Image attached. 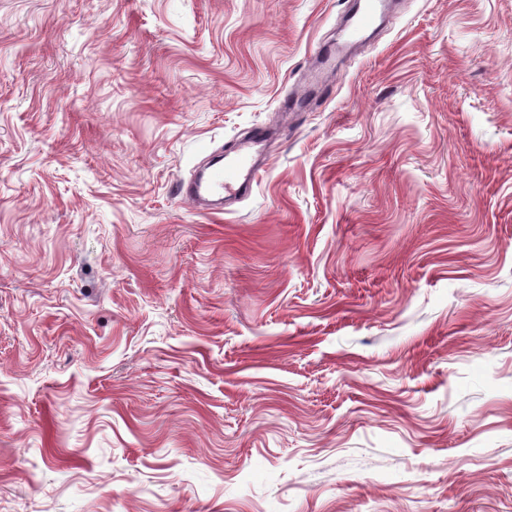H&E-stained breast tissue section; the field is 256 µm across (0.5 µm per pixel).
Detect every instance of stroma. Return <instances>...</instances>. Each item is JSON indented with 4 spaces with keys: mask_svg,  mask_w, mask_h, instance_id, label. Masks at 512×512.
I'll use <instances>...</instances> for the list:
<instances>
[{
    "mask_svg": "<svg viewBox=\"0 0 512 512\" xmlns=\"http://www.w3.org/2000/svg\"><path fill=\"white\" fill-rule=\"evenodd\" d=\"M390 3L0 0V512H512V0ZM357 10L347 31V42L354 43L369 31L386 8L385 0H358ZM268 141V128H253L248 136L225 150L224 166L202 176L194 189L184 186L179 192L182 200L197 210L200 198L236 197L251 191L262 172L258 157L265 152Z\"/></svg>",
    "mask_w": 512,
    "mask_h": 512,
    "instance_id": "obj_1",
    "label": "stroma"
}]
</instances>
